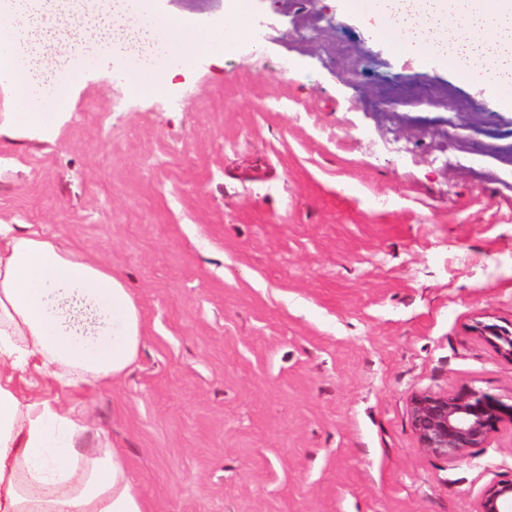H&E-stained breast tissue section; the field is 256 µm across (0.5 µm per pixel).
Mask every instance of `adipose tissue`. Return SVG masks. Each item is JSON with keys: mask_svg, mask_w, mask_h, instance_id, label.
I'll return each mask as SVG.
<instances>
[{"mask_svg": "<svg viewBox=\"0 0 512 512\" xmlns=\"http://www.w3.org/2000/svg\"><path fill=\"white\" fill-rule=\"evenodd\" d=\"M375 32L425 62L456 61L468 81L500 90L512 82V0H372L360 8ZM26 0H0V74L10 75L18 122L45 124L25 65ZM145 27L182 60L221 55L250 37L246 0H232L226 22L200 29L166 11ZM143 340L136 300L111 269L46 238L27 224H0V512H148L145 494L117 449L88 438L76 407L21 395L16 372L36 388L47 376L64 388L108 384L135 364Z\"/></svg>", "mask_w": 512, "mask_h": 512, "instance_id": "ef3b65f1", "label": "adipose tissue"}]
</instances>
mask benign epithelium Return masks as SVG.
I'll return each mask as SVG.
<instances>
[{"instance_id": "1", "label": "benign epithelium", "mask_w": 512, "mask_h": 512, "mask_svg": "<svg viewBox=\"0 0 512 512\" xmlns=\"http://www.w3.org/2000/svg\"><path fill=\"white\" fill-rule=\"evenodd\" d=\"M482 334L500 341L499 348L512 358V332L495 325L477 324ZM412 423L420 447L446 461L482 448L504 420L512 423V403L465 387L450 394L419 393L411 398ZM480 512H512V479L493 484L485 493Z\"/></svg>"}]
</instances>
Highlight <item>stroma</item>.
Masks as SVG:
<instances>
[{"label":"stroma","mask_w":512,"mask_h":512,"mask_svg":"<svg viewBox=\"0 0 512 512\" xmlns=\"http://www.w3.org/2000/svg\"><path fill=\"white\" fill-rule=\"evenodd\" d=\"M225 0H156L199 28ZM250 37L176 91L163 43L53 60L69 105L17 123L0 77V224L111 268L144 337L121 381L70 393L150 512H480L512 423L439 459L410 401L512 399V110L377 38L340 0H250ZM301 61L299 78L288 75ZM179 73V69H175L169 75L165 76L164 82L150 69L140 71L133 79V89L141 94H153L161 88L167 91H173L178 84L174 82V78Z\"/></svg>","instance_id":"35a3bbf8"}]
</instances>
